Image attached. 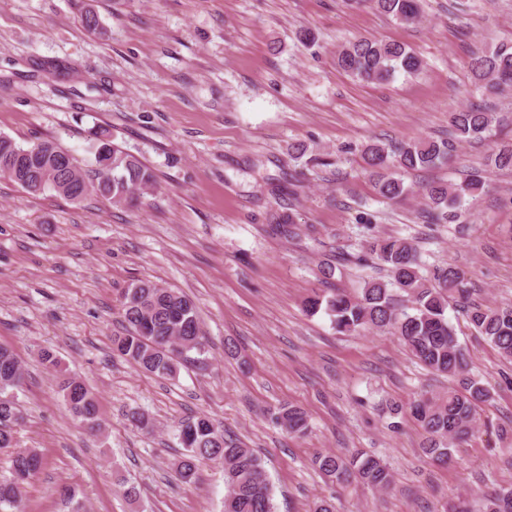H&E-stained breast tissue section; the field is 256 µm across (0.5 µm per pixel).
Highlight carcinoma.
<instances>
[{
    "instance_id": "cac0c4a2",
    "label": "carcinoma",
    "mask_w": 512,
    "mask_h": 512,
    "mask_svg": "<svg viewBox=\"0 0 512 512\" xmlns=\"http://www.w3.org/2000/svg\"><path fill=\"white\" fill-rule=\"evenodd\" d=\"M373 3L381 13L403 24L419 23L423 17L421 0ZM78 12L85 29L95 32L101 28L98 12H90L84 0H79ZM336 65L363 81L382 82L397 73L417 75L423 62L403 44L363 38L344 46L336 56ZM471 71L476 82L490 92L511 93L512 44L476 52ZM494 122L493 112L473 104L449 113L446 139L368 145L363 160L375 177L377 193L390 200L405 195L408 188L403 173L448 162L457 144L483 138ZM94 138L90 171L83 169L55 140L43 139L37 145L47 144L52 152L36 158L39 185L27 186L12 176L8 180L31 194L50 190L68 199L82 189L84 196L102 197L115 206L130 205L154 192L157 176L150 166L115 144L108 130L94 132ZM488 164L512 169V139L501 140L488 157ZM483 192L484 182L476 173L458 183L426 186L425 222L459 221L466 207ZM360 261L382 264L388 278L366 280L353 293L338 289L324 296L316 292L307 299L305 310L312 315L325 311L339 333L387 329L399 337L423 366L454 381V386L446 391H424L409 403L411 415L424 432L423 454L445 462L473 433L477 405L491 398L489 387L471 372L469 356L448 320L450 302L468 301L470 290L459 271L448 265L435 267L428 277L422 275L417 247L407 238L374 235L367 241L366 253ZM121 312L125 333L113 337L112 355L159 378H172L187 364L201 369L206 366L207 340L201 331L198 308L181 291L140 280L126 289ZM466 314L476 335L505 360L512 361V304H470ZM23 379L16 354L0 345V448L14 446L16 427L22 421L14 390L22 385ZM60 389L72 415L88 430H98V405L88 388L65 377L60 381ZM271 420L298 437L305 436L310 428L306 413L292 405L276 408L271 412ZM179 438L184 452L174 466L182 483L195 482L200 461H215L224 471V512H275L273 488L264 461L254 449L225 436L205 414L181 425ZM42 466L43 457L34 449L15 454L12 477L0 480V512H24L20 485L36 476ZM312 466L333 483L356 481L378 490L391 484L389 467L373 456L357 453L347 458L327 452L315 456ZM483 512H512V487L486 492Z\"/></svg>"
}]
</instances>
